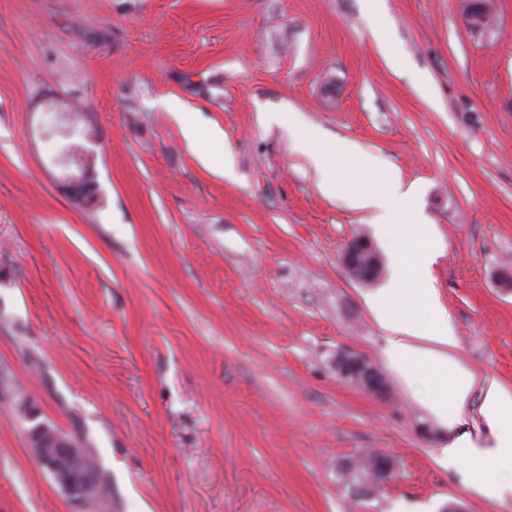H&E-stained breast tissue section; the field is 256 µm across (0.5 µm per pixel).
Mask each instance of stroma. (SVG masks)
Listing matches in <instances>:
<instances>
[{"instance_id":"stroma-1","label":"stroma","mask_w":512,"mask_h":512,"mask_svg":"<svg viewBox=\"0 0 512 512\" xmlns=\"http://www.w3.org/2000/svg\"><path fill=\"white\" fill-rule=\"evenodd\" d=\"M496 7L486 32L463 0H386L383 27L368 0H0V371L109 485L71 502L0 402V512H512L439 460L454 435L492 446L482 391H512V290L495 281L512 271V0ZM53 97L97 133L78 144L98 209L60 186ZM304 127L357 147L336 193ZM223 150L228 177L200 160ZM389 174L430 226L436 303L476 378L451 430L369 307L400 243L351 197ZM355 237L375 281L342 262ZM340 353L388 397L341 379ZM366 448L397 471L359 496L338 469ZM362 257H368V264L372 267L380 263L377 252L373 246L364 239H356L347 246L343 253V263L348 271L351 272L353 269L361 267L364 264L361 260ZM341 376L354 385L377 396L386 392V383L376 367L365 357L341 356L336 361Z\"/></svg>"}]
</instances>
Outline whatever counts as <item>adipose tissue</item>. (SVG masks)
<instances>
[{"instance_id": "adipose-tissue-1", "label": "adipose tissue", "mask_w": 512, "mask_h": 512, "mask_svg": "<svg viewBox=\"0 0 512 512\" xmlns=\"http://www.w3.org/2000/svg\"><path fill=\"white\" fill-rule=\"evenodd\" d=\"M300 140L314 163L324 170L326 191H335L340 175L338 158H354L351 144H325L320 133L302 129ZM398 199L401 212H409L410 197L396 177H388L363 188L357 195L359 207L374 211L381 233L401 235L402 224L389 207L390 199ZM432 235L426 224L416 226L414 237L405 240L398 255V271L382 292L371 300V309L380 325L389 331L387 355L400 375L414 389L421 403L434 419L446 428L461 421V413L475 385L474 375L455 359L450 350L457 339L447 318L434 304L428 279L433 256ZM482 412L492 430L495 445L477 447L470 435L451 439L441 450L443 464L467 461L472 465L470 486L479 495L499 498L512 492V393L498 383H491L484 394ZM490 457L498 470L496 478H488L481 463Z\"/></svg>"}]
</instances>
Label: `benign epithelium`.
I'll use <instances>...</instances> for the list:
<instances>
[{
    "mask_svg": "<svg viewBox=\"0 0 512 512\" xmlns=\"http://www.w3.org/2000/svg\"><path fill=\"white\" fill-rule=\"evenodd\" d=\"M466 11L468 25L474 30L491 31L497 26V13L494 0H468ZM54 162L68 170L63 187L70 196L81 202L95 192V187L86 179L87 156L77 145H69L54 159ZM369 258V265L380 263L373 246L364 239L352 241L343 253V263L348 270L363 265L362 258ZM341 376L354 385L377 396L386 392V383L376 367L365 357L342 356L336 361ZM29 443L44 442V447L33 452L39 467L48 473L60 490L73 502L85 505L89 502L91 490L98 485V477L85 458L74 451L71 441L60 430L40 420L39 415L30 417ZM395 470L392 457L371 452L360 458L355 456L346 460L340 469L343 482L353 492L369 496L378 491L391 478Z\"/></svg>",
    "mask_w": 512,
    "mask_h": 512,
    "instance_id": "benign-epithelium-1",
    "label": "benign epithelium"
}]
</instances>
